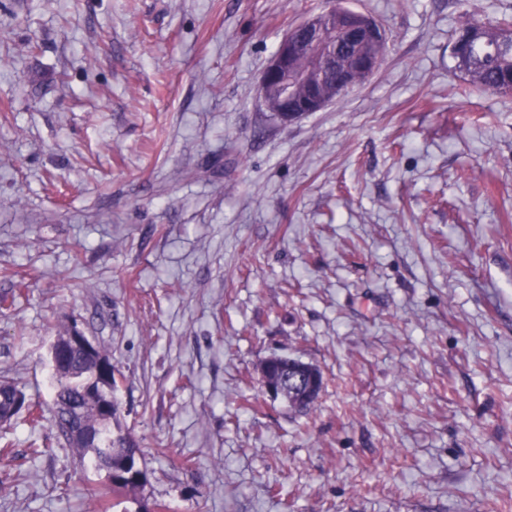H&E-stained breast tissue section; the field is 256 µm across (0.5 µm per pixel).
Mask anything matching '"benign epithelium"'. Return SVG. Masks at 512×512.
<instances>
[{"instance_id": "benign-epithelium-1", "label": "benign epithelium", "mask_w": 512, "mask_h": 512, "mask_svg": "<svg viewBox=\"0 0 512 512\" xmlns=\"http://www.w3.org/2000/svg\"><path fill=\"white\" fill-rule=\"evenodd\" d=\"M367 36L378 45L388 41V33L373 17L336 4L296 25L280 40L264 68L259 94L265 107L282 123L294 122L311 112L323 110L339 97L346 80L339 47L352 45ZM323 54V68L301 66L306 54ZM95 347L79 329H73L65 341H55L53 359L70 348L92 352ZM273 357L266 358L259 370L261 387L273 400L286 393L288 380L272 376Z\"/></svg>"}]
</instances>
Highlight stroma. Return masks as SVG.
Segmentation results:
<instances>
[{
	"label": "stroma",
	"instance_id": "obj_1",
	"mask_svg": "<svg viewBox=\"0 0 512 512\" xmlns=\"http://www.w3.org/2000/svg\"><path fill=\"white\" fill-rule=\"evenodd\" d=\"M342 4L381 65L284 124L260 74L328 0H0V376L51 411L78 327L147 472L107 495L21 413L0 512H512V96L451 54L512 0ZM273 354L320 369L309 413ZM95 347L87 336L83 334V332L79 329H73L69 333V336L65 341L56 340L52 346V356L54 360V364L57 365V359L64 352H66L69 348H82L85 351L92 353V349ZM273 356L266 358L259 370L261 387L273 400L281 398L286 393L288 379H277L272 376Z\"/></svg>",
	"mask_w": 512,
	"mask_h": 512
}]
</instances>
